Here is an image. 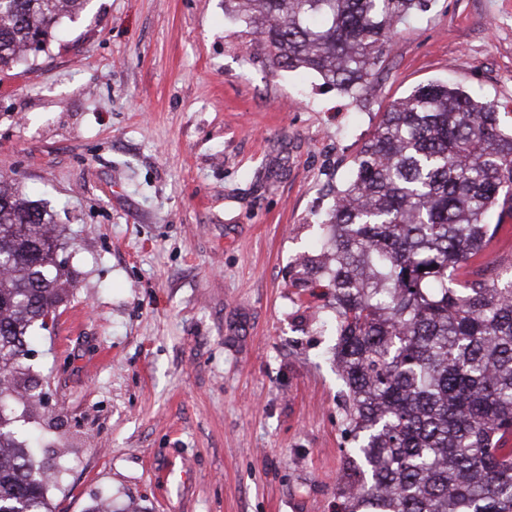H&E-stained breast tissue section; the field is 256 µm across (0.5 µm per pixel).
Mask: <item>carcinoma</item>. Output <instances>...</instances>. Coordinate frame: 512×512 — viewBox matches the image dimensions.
<instances>
[{
  "mask_svg": "<svg viewBox=\"0 0 512 512\" xmlns=\"http://www.w3.org/2000/svg\"><path fill=\"white\" fill-rule=\"evenodd\" d=\"M87 0H0V70L29 60ZM421 0H224L274 68L353 98ZM512 213V134L460 87L431 82L382 113L321 221L298 281L325 288L354 434L336 512H512V271L470 279ZM52 214L0 176V401L17 392L26 336L65 291ZM425 270H420V267ZM60 466L0 412V512H52Z\"/></svg>",
  "mask_w": 512,
  "mask_h": 512,
  "instance_id": "1",
  "label": "carcinoma"
}]
</instances>
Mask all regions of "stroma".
Returning a JSON list of instances; mask_svg holds the SVG:
<instances>
[{"label":"stroma","instance_id":"obj_1","mask_svg":"<svg viewBox=\"0 0 512 512\" xmlns=\"http://www.w3.org/2000/svg\"><path fill=\"white\" fill-rule=\"evenodd\" d=\"M450 82L512 130V0H427L353 99L275 70L224 0H89L0 72V175L70 274L29 335L54 512H333L345 391L297 259L381 112Z\"/></svg>","mask_w":512,"mask_h":512}]
</instances>
